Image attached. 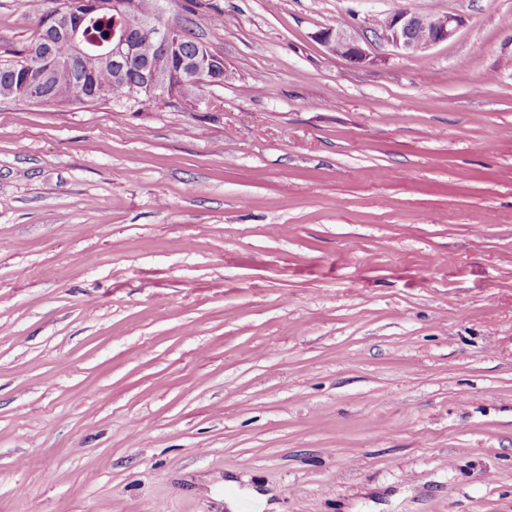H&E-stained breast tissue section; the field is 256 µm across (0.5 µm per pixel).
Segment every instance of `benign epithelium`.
<instances>
[{"label": "benign epithelium", "instance_id": "benign-epithelium-1", "mask_svg": "<svg viewBox=\"0 0 512 512\" xmlns=\"http://www.w3.org/2000/svg\"><path fill=\"white\" fill-rule=\"evenodd\" d=\"M85 7L93 11L112 8L125 13L121 38L108 55V60L112 61V68L118 74L123 76L128 71L139 34L145 33L153 41L156 60L169 62L174 58L178 59L179 70L165 78L158 77L154 63L149 61L141 65L138 75L131 83L133 93L141 97H152L161 91H168L172 81H181L187 76H198L203 73L207 74L211 84L224 83L226 74L213 76L207 73L208 60L198 56L188 60L181 56L178 41L175 39L178 28L168 16L164 5H159L156 16L148 21L136 17L133 7L125 0H85ZM461 25L462 19L453 14H436L426 21L420 14L405 9L377 19L369 28V32L374 41L391 47L395 52L401 55H414L449 41L456 35ZM316 39L331 53L354 64H363L368 60V53L362 42L343 27L325 28L317 33Z\"/></svg>", "mask_w": 512, "mask_h": 512}]
</instances>
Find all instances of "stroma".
<instances>
[{"mask_svg":"<svg viewBox=\"0 0 512 512\" xmlns=\"http://www.w3.org/2000/svg\"><path fill=\"white\" fill-rule=\"evenodd\" d=\"M170 15L197 102L0 99V512H512V0ZM434 13L432 10L419 14L408 9L401 10L376 19L369 32L375 42L387 45L401 55L423 53L448 42L462 25V19L453 14H436L428 22L421 16ZM316 39L331 53L351 63L363 64L368 60L369 55L362 42L348 33L344 27L325 28L317 33Z\"/></svg>","mask_w":512,"mask_h":512,"instance_id":"stroma-1","label":"stroma"}]
</instances>
